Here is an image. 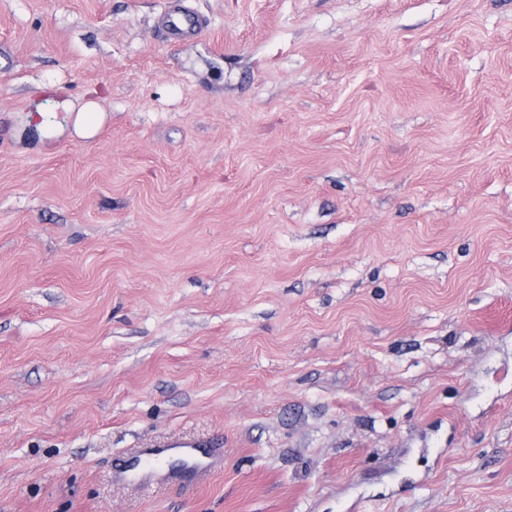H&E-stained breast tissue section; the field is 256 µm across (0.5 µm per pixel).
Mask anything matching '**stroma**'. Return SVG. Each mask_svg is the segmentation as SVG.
<instances>
[{"label":"stroma","instance_id":"1","mask_svg":"<svg viewBox=\"0 0 512 512\" xmlns=\"http://www.w3.org/2000/svg\"><path fill=\"white\" fill-rule=\"evenodd\" d=\"M169 2L0 0V512H512V0ZM57 105L67 112L76 111L74 131L80 137L94 136L103 123V115L98 111L94 101H87L76 109L75 103L67 100L56 101ZM218 443L212 441H185L166 438L141 448L134 457L122 460L119 474L139 483L167 481L183 477L168 467V459L180 456L194 467L191 475L197 484L206 483L223 466Z\"/></svg>","mask_w":512,"mask_h":512}]
</instances>
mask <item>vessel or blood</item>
Segmentation results:
<instances>
[{
	"label": "vessel or blood",
	"instance_id": "vessel-or-blood-1",
	"mask_svg": "<svg viewBox=\"0 0 512 512\" xmlns=\"http://www.w3.org/2000/svg\"><path fill=\"white\" fill-rule=\"evenodd\" d=\"M174 456L192 464V474L200 484L206 483L223 466L215 442L168 438L154 442L140 449L134 457L123 460L119 473L122 478L139 483L172 480L176 474L170 470L168 461Z\"/></svg>",
	"mask_w": 512,
	"mask_h": 512
}]
</instances>
